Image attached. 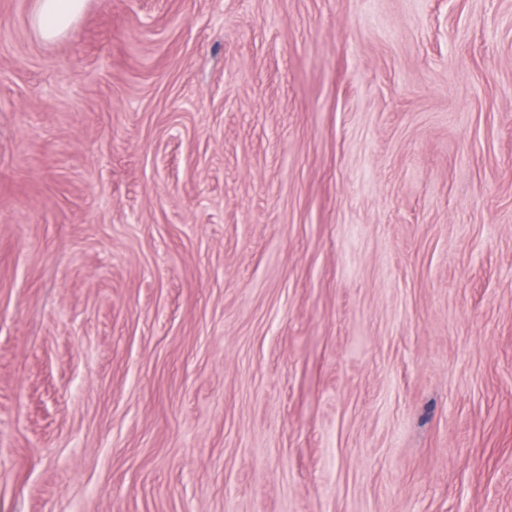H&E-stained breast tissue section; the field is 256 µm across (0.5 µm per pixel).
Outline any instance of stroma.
I'll return each instance as SVG.
<instances>
[{"label":"stroma","instance_id":"stroma-1","mask_svg":"<svg viewBox=\"0 0 512 512\" xmlns=\"http://www.w3.org/2000/svg\"><path fill=\"white\" fill-rule=\"evenodd\" d=\"M0 0V512H512V0ZM33 24L44 40L64 36L84 12L86 0H36Z\"/></svg>","mask_w":512,"mask_h":512}]
</instances>
